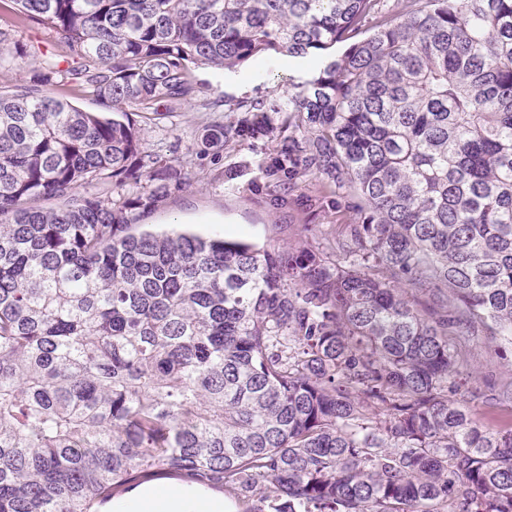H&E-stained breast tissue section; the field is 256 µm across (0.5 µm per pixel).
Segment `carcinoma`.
<instances>
[{"mask_svg": "<svg viewBox=\"0 0 512 512\" xmlns=\"http://www.w3.org/2000/svg\"><path fill=\"white\" fill-rule=\"evenodd\" d=\"M10 2L0 65L34 66L0 90V512H100L161 473L243 512H512V430L454 397L448 333L512 345V0ZM270 56L317 69L274 164L365 203L342 265L134 230L190 185L146 134L192 70ZM278 130L255 106L187 155Z\"/></svg>", "mask_w": 512, "mask_h": 512, "instance_id": "obj_1", "label": "carcinoma"}]
</instances>
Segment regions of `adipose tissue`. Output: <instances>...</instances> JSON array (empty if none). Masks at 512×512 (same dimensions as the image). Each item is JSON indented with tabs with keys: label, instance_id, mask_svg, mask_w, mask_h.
Wrapping results in <instances>:
<instances>
[{
	"label": "adipose tissue",
	"instance_id": "adipose-tissue-1",
	"mask_svg": "<svg viewBox=\"0 0 512 512\" xmlns=\"http://www.w3.org/2000/svg\"><path fill=\"white\" fill-rule=\"evenodd\" d=\"M109 512H227L223 500L187 486L149 485L113 501Z\"/></svg>",
	"mask_w": 512,
	"mask_h": 512
}]
</instances>
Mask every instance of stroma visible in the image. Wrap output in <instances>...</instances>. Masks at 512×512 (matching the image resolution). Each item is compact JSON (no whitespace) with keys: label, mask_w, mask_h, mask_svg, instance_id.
I'll return each instance as SVG.
<instances>
[{"label":"stroma","mask_w":512,"mask_h":512,"mask_svg":"<svg viewBox=\"0 0 512 512\" xmlns=\"http://www.w3.org/2000/svg\"><path fill=\"white\" fill-rule=\"evenodd\" d=\"M314 74L311 68H286L276 57L235 72L197 68L193 78L209 109L192 106L170 114L149 131L148 140L167 154L184 156L204 122L244 117L254 105L276 106ZM281 145L278 138L236 142L225 146L219 158L192 159L191 186L143 216V223L156 231L179 228L203 236L233 232L261 246L305 245L328 261H342L348 227L360 221L361 198L345 178L273 168ZM457 342L468 366L455 383L460 390L476 391L465 402L470 416L494 430L512 428V401L502 396L512 386V345L492 339L484 326Z\"/></svg>","instance_id":"stroma-1"}]
</instances>
